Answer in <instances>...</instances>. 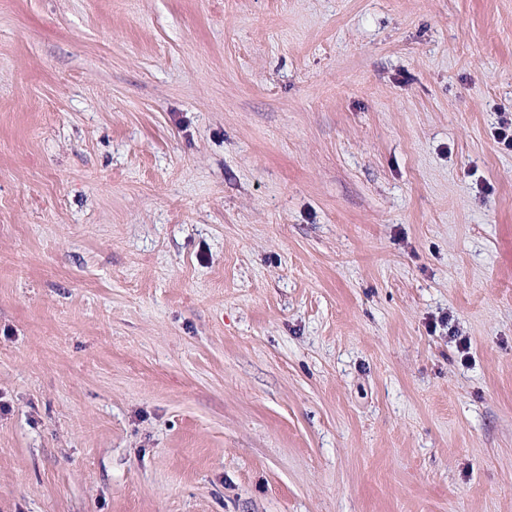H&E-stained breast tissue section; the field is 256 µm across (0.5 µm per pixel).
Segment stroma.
<instances>
[{
	"label": "stroma",
	"mask_w": 512,
	"mask_h": 512,
	"mask_svg": "<svg viewBox=\"0 0 512 512\" xmlns=\"http://www.w3.org/2000/svg\"><path fill=\"white\" fill-rule=\"evenodd\" d=\"M512 0H0V512H512Z\"/></svg>",
	"instance_id": "1"
}]
</instances>
